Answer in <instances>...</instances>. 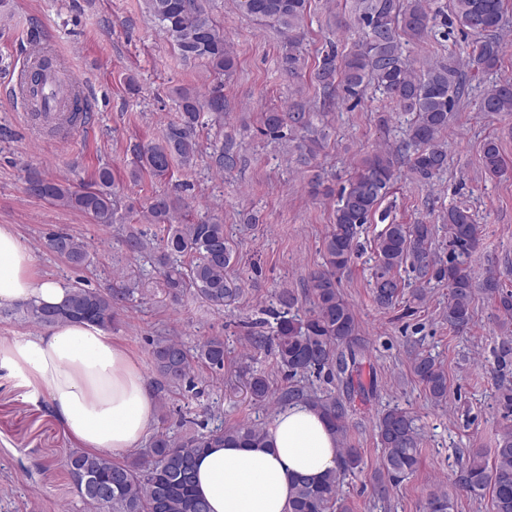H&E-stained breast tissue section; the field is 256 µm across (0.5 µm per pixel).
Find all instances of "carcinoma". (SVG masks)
I'll list each match as a JSON object with an SVG mask.
<instances>
[{
	"label": "carcinoma",
	"instance_id": "1",
	"mask_svg": "<svg viewBox=\"0 0 512 512\" xmlns=\"http://www.w3.org/2000/svg\"><path fill=\"white\" fill-rule=\"evenodd\" d=\"M236 9L253 20L278 28L288 42L283 66L296 70L295 47L305 20L308 0H235ZM459 25L483 36L473 45L466 60L454 55L438 62L421 74L409 62L401 35L420 40L435 26L425 0H351L350 12L362 37L342 59L336 50L327 52L312 73V79L332 94L334 82L342 85L346 98L360 100L368 86L379 89L400 112L414 114L407 140L395 152L375 151L361 163L342 187L335 210L334 224L322 242L323 265L308 278L313 307L305 317L291 313L297 297L288 289L278 294L283 308L274 335L268 338L276 358L291 375L328 369L336 374L341 391L336 395L315 397L311 405L336 433L340 458L335 470L320 481L300 477L296 480L288 512H349L339 496L344 477L362 464L360 449L349 444L348 417L355 402L373 399L378 382L374 372L363 378L366 349L359 337L358 322L351 304L336 286V273L349 268L357 246L358 229L370 222L380 202L396 179L397 157L405 153L409 171L418 181H428L448 166V152L442 135L448 130L451 112L461 101L467 73L496 68L501 58V30L504 0H453ZM145 9L185 61H205L211 71L226 76L236 67V56L226 46L222 30L205 6L204 0H145ZM30 89L37 115L60 127H75L89 119V108L77 83L57 77L51 61L39 43L32 45ZM179 118L169 124L156 143L135 147L136 166L132 179L142 171L165 175L172 162L184 167L195 164L199 154L196 128L202 114L208 112L218 122L224 114V96L208 97L187 88L176 91ZM479 110L488 113L512 112V81L504 80L487 89ZM264 132L279 134L283 128L313 131L310 113L271 109L261 113ZM217 167L230 171L239 160L236 139L224 136V144L213 153ZM482 166L491 178L508 169L498 141L487 139L482 146ZM112 170L102 167L89 185L49 180L38 176L28 180L30 195L63 208L89 214L98 224L114 223L112 208ZM153 224L163 228L159 246L142 232L131 231L126 246L133 254H154L163 284L175 301L185 294L208 307L221 311L241 293L237 280L229 275L234 251L224 235V225L201 220L175 224L173 203L156 197L149 205ZM453 251L448 260L438 258L433 248L431 224H388L375 245L376 264L372 274V297L380 308L398 301L403 286L400 271L408 266L422 280L428 276L448 282V304L444 312L448 326L464 331L473 322L472 302L476 290L493 298L503 321H512V291H505L499 279L486 275L476 283L464 267L465 258L475 248L478 226L470 208H448L444 219ZM47 248L74 267L84 265L88 256L86 242L77 236L56 234ZM193 257L182 267L177 257ZM129 290L102 293L76 285L69 287L64 301L53 307L31 304L23 308L24 319L42 327L71 320H86L110 329L115 319L116 301ZM153 367L169 386L183 384L195 363L224 369V337L208 336L190 351L171 336L152 340ZM412 372L423 385L427 398L435 405L448 399V372L430 355L418 353L412 360ZM250 397L264 403L273 395L268 378L253 374L247 380ZM383 458L375 476L378 491L386 493L413 474L420 462V439L413 418L405 410L393 407L384 411L376 423ZM266 429L248 422L215 427L207 432L189 434L180 439L157 434L149 448L130 462H116L108 454L72 450L65 457L69 474L85 478L75 484L78 495L96 512H209L195 490L194 461L215 442L233 441L243 448L263 444ZM459 489L474 496L489 495L494 512H512V424L505 425L492 455L473 450L456 478ZM425 512H453V503L444 491L427 498Z\"/></svg>",
	"mask_w": 512,
	"mask_h": 512
}]
</instances>
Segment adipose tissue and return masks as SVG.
Returning <instances> with one entry per match:
<instances>
[{
  "mask_svg": "<svg viewBox=\"0 0 512 512\" xmlns=\"http://www.w3.org/2000/svg\"><path fill=\"white\" fill-rule=\"evenodd\" d=\"M31 251L0 227V307L54 305L65 287L39 276ZM0 369L47 394L69 436L91 453L140 447L157 405L137 362L111 333L68 321L31 336H0ZM336 435L306 402L274 416L263 447L210 448L195 462L196 489L210 512H288L295 478L335 469Z\"/></svg>",
  "mask_w": 512,
  "mask_h": 512,
  "instance_id": "adipose-tissue-1",
  "label": "adipose tissue"
}]
</instances>
